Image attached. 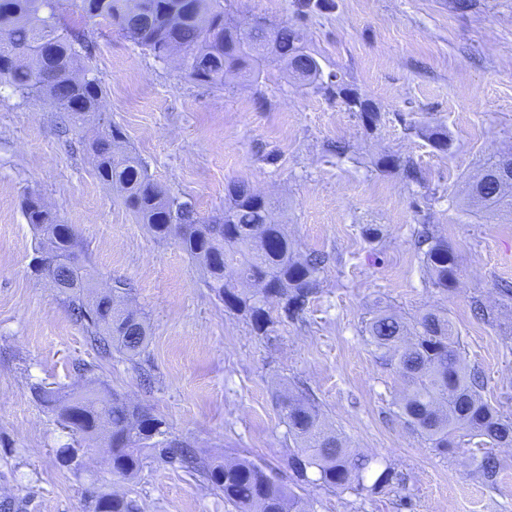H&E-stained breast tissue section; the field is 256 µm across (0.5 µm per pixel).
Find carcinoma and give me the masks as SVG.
I'll list each match as a JSON object with an SVG mask.
<instances>
[{
  "mask_svg": "<svg viewBox=\"0 0 512 512\" xmlns=\"http://www.w3.org/2000/svg\"><path fill=\"white\" fill-rule=\"evenodd\" d=\"M296 22L268 27L256 16L247 37L256 46L275 44L272 58L296 63L295 71L306 84L322 80V67L312 55H303L305 33L300 22L316 9L333 8L332 0H294ZM79 9L89 18H100L154 58L179 45L191 51L184 68L200 84L224 85L227 75H249L258 57L240 50L237 26L225 19L224 0H80ZM18 50L39 55L40 68L21 56L0 54V87L22 99L31 96L63 100L74 126L101 113L105 91L92 69L84 66L96 45L84 26L66 21L62 0H0V40ZM330 88L352 112L372 125L378 120L372 104L353 96L332 81ZM434 148L448 150V133L440 126L418 130ZM122 132L101 123L89 142L99 180L116 187L124 203L160 240H175L203 270L206 288L224 309L244 319L257 336L274 331L270 298L281 305L290 320H299L317 293L321 256L301 254L285 224L272 220L268 199L244 184L228 189L230 203L224 214L202 219L186 202L170 195L151 177L141 159L121 146ZM499 157L485 164L472 194L479 210L489 216H512V182L492 176ZM383 164L402 169L404 178L423 185L424 178L413 162L387 156ZM26 219L38 235L33 263L39 276L52 278L55 263L75 256L80 242L67 224L45 210L40 198L23 200ZM416 245L433 287L450 292L458 284V256L444 238L429 226L416 233ZM79 284L61 288L75 318L84 326L91 346L107 357L121 354L136 371L148 347L146 317L124 307L127 288L112 294L92 293V277L80 265ZM367 344L394 366L406 385L399 410L432 448L444 452L473 442L484 448L477 468L484 480L495 481L500 460L492 449L512 446V418L483 397L480 374L468 368L447 317L423 313L409 325L393 314L380 313L365 326ZM40 403L57 423L84 442L101 441L112 458V478H134L153 457L171 466L198 472L234 512H309L308 503L277 480L266 467L248 459L199 460L187 443L168 439L166 423L139 403L126 402L99 387L94 379L79 391L39 389ZM276 402L288 435L298 443L291 467L301 481L337 491L380 492L396 479L394 469L378 457L348 446L330 428L319 407L284 386ZM90 512H138L135 500L117 491L92 496Z\"/></svg>",
  "mask_w": 512,
  "mask_h": 512,
  "instance_id": "cac0c4a2",
  "label": "carcinoma"
}]
</instances>
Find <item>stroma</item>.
<instances>
[{"mask_svg":"<svg viewBox=\"0 0 512 512\" xmlns=\"http://www.w3.org/2000/svg\"><path fill=\"white\" fill-rule=\"evenodd\" d=\"M334 2L305 20V44L324 73L376 106L372 126L278 63L262 61L255 83L230 75L205 86L179 60H157L114 28L87 24L104 111L155 182L204 219L223 212L229 183H246L274 202V222L300 251L328 254L302 320H283L270 341L226 312L186 253L154 238L97 179L91 127L61 133L49 101L0 91V501L10 512H88L92 495L115 488L140 512H229L203 477L151 458L119 484L104 450L84 467L64 465L58 450L72 438L34 388H78L91 377L150 408L171 438L204 457L269 466L311 512H512V447L497 449L492 485L471 463L475 447H429L400 417L404 385L363 333L380 309L408 321L428 310L447 315L484 378V397L512 415V299L499 293L512 284V223L479 216L470 202L487 159L512 151V0H470L462 11L456 0ZM224 7L239 25L255 14L273 25L293 18L292 0ZM436 124L448 151L418 134ZM339 141L346 153L328 152ZM390 154L416 164L425 186L382 166ZM29 191L74 228L98 284H129L128 303L150 326L142 365L151 385L120 355L102 358L56 288L31 272ZM425 223L458 255L454 291L427 281L414 246ZM371 224L380 240L365 238ZM478 302L496 320L477 318ZM281 379L310 394L350 447L391 465L393 485L356 494L297 483L288 465L296 443L275 399Z\"/></svg>","mask_w":512,"mask_h":512,"instance_id":"35a3bbf8","label":"stroma"}]
</instances>
